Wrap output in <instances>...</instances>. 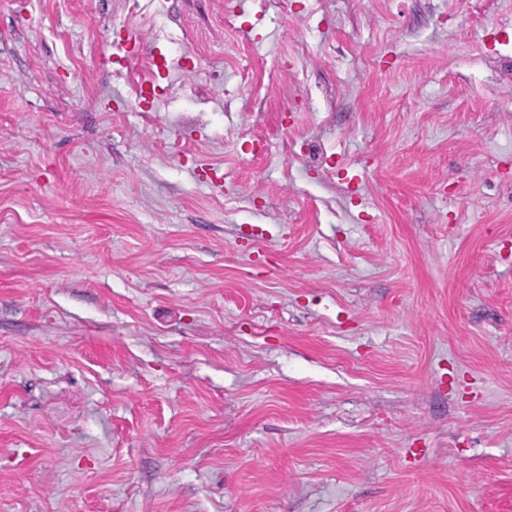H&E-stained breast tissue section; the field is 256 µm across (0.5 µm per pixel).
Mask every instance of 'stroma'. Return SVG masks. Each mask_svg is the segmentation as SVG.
Returning <instances> with one entry per match:
<instances>
[{"mask_svg":"<svg viewBox=\"0 0 512 512\" xmlns=\"http://www.w3.org/2000/svg\"><path fill=\"white\" fill-rule=\"evenodd\" d=\"M224 2L0 0V512H512V0Z\"/></svg>","mask_w":512,"mask_h":512,"instance_id":"1","label":"stroma"}]
</instances>
